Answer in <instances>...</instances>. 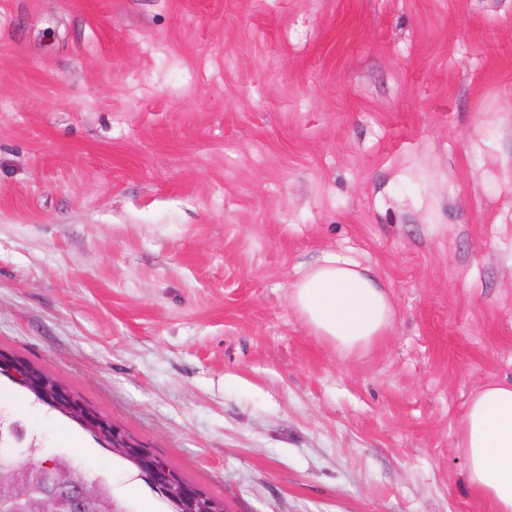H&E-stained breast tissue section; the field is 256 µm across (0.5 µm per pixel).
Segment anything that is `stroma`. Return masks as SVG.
Returning a JSON list of instances; mask_svg holds the SVG:
<instances>
[{"instance_id":"obj_1","label":"stroma","mask_w":512,"mask_h":512,"mask_svg":"<svg viewBox=\"0 0 512 512\" xmlns=\"http://www.w3.org/2000/svg\"><path fill=\"white\" fill-rule=\"evenodd\" d=\"M324 250L389 288L340 360ZM0 352L226 512H490L456 428L512 380V0H0ZM0 421L112 476L0 377ZM288 302L309 332L342 359L371 351L393 325L386 286L368 265L343 252L322 251L299 264Z\"/></svg>"}]
</instances>
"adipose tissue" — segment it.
Returning a JSON list of instances; mask_svg holds the SVG:
<instances>
[{
  "mask_svg": "<svg viewBox=\"0 0 512 512\" xmlns=\"http://www.w3.org/2000/svg\"><path fill=\"white\" fill-rule=\"evenodd\" d=\"M288 302L310 333L347 360L371 351L393 325L386 286L368 265L343 252L324 251L299 264ZM456 446L470 488L491 512H512V382L488 384L473 396L458 423ZM112 498L121 512H163L134 471L113 480Z\"/></svg>",
  "mask_w": 512,
  "mask_h": 512,
  "instance_id": "ef3b65f1",
  "label": "adipose tissue"
}]
</instances>
